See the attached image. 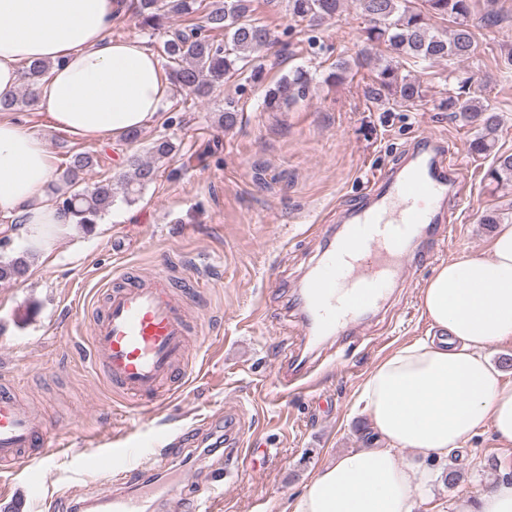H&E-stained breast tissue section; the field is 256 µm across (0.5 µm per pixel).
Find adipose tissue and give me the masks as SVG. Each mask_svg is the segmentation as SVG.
<instances>
[{
    "mask_svg": "<svg viewBox=\"0 0 512 512\" xmlns=\"http://www.w3.org/2000/svg\"><path fill=\"white\" fill-rule=\"evenodd\" d=\"M122 0H0V97L22 67L51 62L33 104L56 129L79 139L121 138L160 116L169 80L136 38L113 39ZM52 158L21 124L0 119V215L17 218L25 246L46 249L47 225L64 223L47 195ZM434 333L380 359L357 389L379 442L334 457L312 472L289 512H413L430 470L400 462L412 449L437 458L492 431L512 447V382L489 346L512 337V224L499 225L488 256L460 253L422 290Z\"/></svg>",
    "mask_w": 512,
    "mask_h": 512,
    "instance_id": "adipose-tissue-1",
    "label": "adipose tissue"
}]
</instances>
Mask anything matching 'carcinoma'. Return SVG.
Instances as JSON below:
<instances>
[{
  "label": "carcinoma",
  "instance_id": "1",
  "mask_svg": "<svg viewBox=\"0 0 512 512\" xmlns=\"http://www.w3.org/2000/svg\"><path fill=\"white\" fill-rule=\"evenodd\" d=\"M252 0H224L216 3L203 17L183 29H166L172 13L185 16L197 14L202 0H138V25L155 33H164L162 52L167 60L170 80L174 86L196 96H205L224 83V77L243 73L252 54L265 47L271 39L266 26L248 20ZM408 0H357L362 13L372 26L367 28V41L383 44L399 57L415 61L448 60L464 63L475 57L477 42L466 19L472 0H425L426 11L414 10ZM342 0H289L292 18L320 22L339 13ZM450 20L452 29L445 35L434 31L431 20ZM51 68L47 62L26 67L28 85L40 82ZM311 82L309 72L297 69L281 78L268 90L267 105L271 108L288 105L303 97ZM470 79L461 81L459 91L448 92L443 108L455 114L465 124H477L484 134L472 143V149L484 153L491 149L489 136L494 134L500 119L496 111L483 102L464 98ZM372 94L378 98L388 94L403 102L422 98L419 82L398 74L388 64L379 73ZM93 158L87 153L73 155L62 175V185L53 188L56 204L72 217L73 222L86 227L108 212L121 197L131 203L152 183L158 168L155 162L131 160V175L107 177L92 188L82 186V174L91 167ZM487 177L498 185L512 184V154L496 157ZM28 269L25 256L0 260V282L16 280Z\"/></svg>",
  "mask_w": 512,
  "mask_h": 512
}]
</instances>
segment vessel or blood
<instances>
[{
	"label": "vessel or blood",
	"instance_id": "b4317fda",
	"mask_svg": "<svg viewBox=\"0 0 512 512\" xmlns=\"http://www.w3.org/2000/svg\"><path fill=\"white\" fill-rule=\"evenodd\" d=\"M452 152L444 140L419 133L399 167L373 176L363 202L337 214L341 231L329 234L301 290L300 322L312 344L327 345L384 302L394 276L419 263L413 242L446 234L444 206L458 183ZM90 328L93 369L133 402L150 403L181 387L188 372L189 322L167 274L113 278ZM242 434V415L225 411V445L239 446ZM44 435L12 388L0 387V470H10L25 449L45 447ZM131 454L113 449L103 467L108 484L133 479ZM101 505L105 512H145L147 497L110 494Z\"/></svg>",
	"mask_w": 512,
	"mask_h": 512
}]
</instances>
